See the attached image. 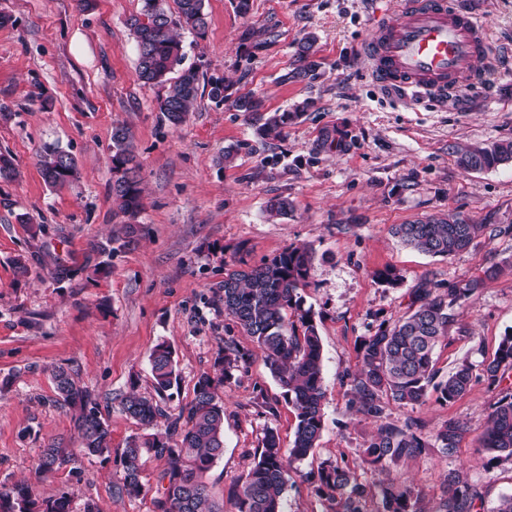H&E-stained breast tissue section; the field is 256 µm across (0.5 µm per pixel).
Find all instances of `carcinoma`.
<instances>
[{
    "label": "carcinoma",
    "instance_id": "cac0c4a2",
    "mask_svg": "<svg viewBox=\"0 0 512 512\" xmlns=\"http://www.w3.org/2000/svg\"><path fill=\"white\" fill-rule=\"evenodd\" d=\"M171 11L167 0H142V7L126 19V26L137 48V76L148 85L163 84L168 75H179L160 101L159 110L172 125L178 126L201 95L197 68L183 67L184 53L174 29L205 30L207 21L203 0H174ZM310 37L301 44L299 65L283 75V80L306 77L317 67L313 60ZM234 107L248 119L259 123V133L271 140L281 138L288 124L299 117L297 112L263 114V102L249 92L234 100ZM512 163V142H496L470 148L457 157L458 166L467 171H482ZM41 175L54 188L72 182L78 175L75 157L59 146L49 147L41 155ZM113 213L122 217L119 234L112 242L119 247L131 246L141 233L137 218L143 210L140 165L133 152L129 128L112 130L110 152ZM292 210L286 198H274L267 204L269 216L285 217ZM459 214L448 217H426L410 224H397L392 233L400 242L434 257H451L467 250L483 231ZM313 265V253L307 246H290L257 266L239 261L224 268V283L216 292L224 314L251 336L263 351L270 374L292 403L297 420L291 448H281L280 437L266 430L257 449V461L247 475L236 481L229 491L235 512H282L288 485L287 464L301 462L318 447L324 428L322 385V344L311 311L303 308L299 288L307 284ZM499 269L485 271V278L470 280L452 288L448 294L437 293L432 283L415 289L405 314L393 322L382 321L374 333L359 342V368L345 378L350 386V403L358 413L377 423L375 433L364 448L370 463L398 462L417 457L427 447L423 437L414 431L412 420L398 425L384 420L387 403L404 406L425 403L429 390L438 399L452 402L462 397L476 380L484 379L492 386L500 385L512 370V334L500 342L495 357L481 363L474 371L463 363L447 377L435 381L434 352L448 335L451 320L449 308L472 296L495 278ZM293 314L297 321L288 318ZM153 385L157 395L169 390L177 379L176 363L171 347L161 342L149 355ZM248 355L230 342L224 343L222 356L214 374L203 373L194 385V398L178 413H168L162 401L131 392L121 401V411L144 428V433L130 438L119 455V490L138 497L144 490L142 459L151 454L167 460L163 478L168 480L161 496L153 501L154 512H217L209 504L207 486L202 481L224 452V403L218 395L232 371L243 369ZM58 399L80 407L74 428L81 448H63L52 443L40 450L36 473L47 477L81 456L112 453V437L105 418L87 390L79 386L74 374L63 368L53 372ZM164 422H159V419ZM468 434V428L450 418L433 435L444 453L453 452ZM481 447L512 458V392L494 404L487 416L486 427L479 438ZM307 477L318 483V492L335 504L334 512H361L359 505L372 488L358 480L350 465L326 462ZM383 512H474L478 493L456 472L446 473L442 494L433 509L419 507L412 488L393 478L378 485ZM36 502L26 483L0 487V512H35ZM40 512H72L65 496L49 497Z\"/></svg>",
    "mask_w": 512,
    "mask_h": 512
}]
</instances>
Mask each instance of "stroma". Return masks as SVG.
I'll list each match as a JSON object with an SVG mask.
<instances>
[{
    "mask_svg": "<svg viewBox=\"0 0 512 512\" xmlns=\"http://www.w3.org/2000/svg\"><path fill=\"white\" fill-rule=\"evenodd\" d=\"M204 0L203 34L179 33L185 65L202 82L223 80L226 98L198 99L185 121L171 126L159 110L163 85L142 84L126 19L141 0H0V152L19 176L0 180V486L23 480L32 496L67 495L73 512L93 503L98 512H153L165 461L145 456L146 491H119L115 458L82 457L59 473L37 477L41 448L56 440L75 448L74 409L57 401L55 367L71 370L107 413L112 448L121 450L140 428L120 410L130 391L154 393L149 354L171 346L177 381L164 395L169 412L194 397L198 377L213 371L225 341L249 354L246 369L220 389L224 454L206 474L211 499L235 512L227 496L255 461L266 429L290 447L296 427L291 404L270 375L262 351L223 310L214 291L224 265L242 258L258 265L290 246L314 251L300 288L323 346L324 430L313 455L288 473L285 512H327L329 503L307 473L327 461H348L360 481H405L423 506H436L444 474L457 472L481 498L478 512H494L512 493V459L481 448L486 416L512 387L486 381L453 402L429 392L417 407L389 403L388 419L413 417L430 439L448 418L467 425L459 448L430 445L420 456L368 465L362 450L375 421L348 407L346 372L359 362L361 336L407 310L426 281L447 292L512 260V163L481 172L456 164L460 150L512 141V0H452L478 14L489 56L477 62L479 83L447 96L403 94L371 79L360 47L378 13L396 0ZM315 37L313 76L287 79L299 43ZM251 92L269 112L308 108L285 135L264 141L233 106ZM126 125L141 165L144 208L138 241L112 252L109 155L112 128ZM72 153L77 182L58 188L42 179L39 160L50 145ZM235 147L232 163H222ZM292 204L272 218V198ZM456 213L484 225L481 236L452 257H432L402 245L396 224ZM44 225L32 234L31 225ZM109 272L95 276L99 262ZM26 273H19V265ZM70 275L57 280V267ZM391 268L397 286L378 281ZM512 333V272L505 270L458 303L439 344L440 375L461 362L492 359ZM274 413H267L266 405Z\"/></svg>",
    "mask_w": 512,
    "mask_h": 512,
    "instance_id": "stroma-1",
    "label": "stroma"
}]
</instances>
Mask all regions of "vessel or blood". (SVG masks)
<instances>
[{
  "mask_svg": "<svg viewBox=\"0 0 512 512\" xmlns=\"http://www.w3.org/2000/svg\"><path fill=\"white\" fill-rule=\"evenodd\" d=\"M488 49L485 26L451 0H399L362 45L374 81L407 94H444L478 82L475 65Z\"/></svg>",
  "mask_w": 512,
  "mask_h": 512,
  "instance_id": "1",
  "label": "vessel or blood"
}]
</instances>
